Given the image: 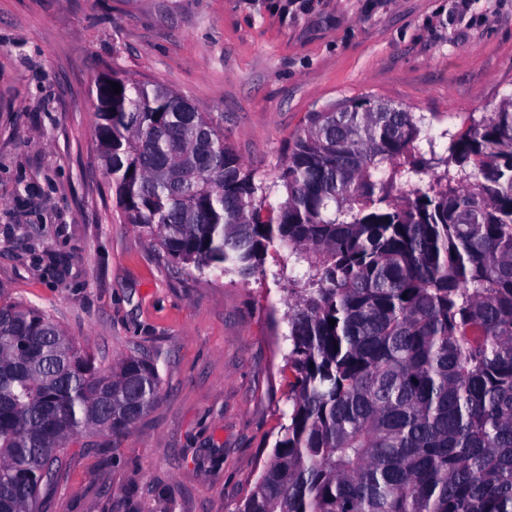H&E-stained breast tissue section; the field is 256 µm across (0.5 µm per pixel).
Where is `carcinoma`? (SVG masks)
Segmentation results:
<instances>
[{"instance_id": "1", "label": "carcinoma", "mask_w": 512, "mask_h": 512, "mask_svg": "<svg viewBox=\"0 0 512 512\" xmlns=\"http://www.w3.org/2000/svg\"><path fill=\"white\" fill-rule=\"evenodd\" d=\"M96 98L117 204L172 262L242 283L271 247L307 264L284 298L288 422L237 512H512V98L444 157L406 108L309 112L269 184L162 84L114 72ZM159 398L156 361L101 368L0 300V512H39L70 444L119 440Z\"/></svg>"}]
</instances>
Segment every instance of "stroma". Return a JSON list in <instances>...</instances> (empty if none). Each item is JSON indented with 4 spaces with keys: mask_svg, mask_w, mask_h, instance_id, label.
<instances>
[{
    "mask_svg": "<svg viewBox=\"0 0 512 512\" xmlns=\"http://www.w3.org/2000/svg\"><path fill=\"white\" fill-rule=\"evenodd\" d=\"M111 70L223 115L262 182L354 98L431 116L441 154L512 96V0H0V299L161 377L120 441L70 445L44 512H235L289 410L288 279L273 252L246 284L199 274L126 223L96 147Z\"/></svg>",
    "mask_w": 512,
    "mask_h": 512,
    "instance_id": "obj_1",
    "label": "stroma"
}]
</instances>
